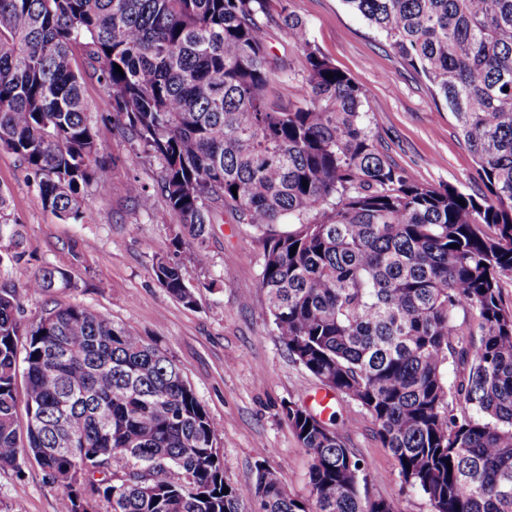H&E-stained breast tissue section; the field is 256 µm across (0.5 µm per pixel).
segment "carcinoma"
Returning a JSON list of instances; mask_svg holds the SVG:
<instances>
[{"label":"carcinoma","instance_id":"obj_1","mask_svg":"<svg viewBox=\"0 0 512 512\" xmlns=\"http://www.w3.org/2000/svg\"><path fill=\"white\" fill-rule=\"evenodd\" d=\"M345 3L431 84L484 191L426 185L393 163L362 86L311 45L287 0H0V147L44 207L83 218L82 189L111 168L72 66L82 50L112 134L162 163L154 189L133 180L127 192L156 223L178 217L174 253L207 268L219 209L252 226L275 336L371 416L400 491L423 494L431 512H512V308L501 293L512 277V0ZM273 25L301 52L288 111L265 95L287 75L268 52ZM7 208L0 191V243L19 264L23 234ZM153 270L195 302L182 262L159 257ZM69 287L49 266L27 282L39 294ZM459 310L477 331L457 329ZM450 364L463 366L451 383ZM285 416L312 455L304 500L263 464L250 487L226 477L222 423L155 341L80 306L27 325L16 289L0 285V468L32 455L59 486L58 512L99 498L110 512H396L361 494L367 466L342 434L296 403ZM119 459L140 469L115 483Z\"/></svg>","mask_w":512,"mask_h":512}]
</instances>
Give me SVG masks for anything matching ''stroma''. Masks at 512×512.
Returning a JSON list of instances; mask_svg holds the SVG:
<instances>
[{
  "mask_svg": "<svg viewBox=\"0 0 512 512\" xmlns=\"http://www.w3.org/2000/svg\"><path fill=\"white\" fill-rule=\"evenodd\" d=\"M288 9L304 21L310 43L364 87L370 126L394 163L426 184L481 190L474 159L447 108L435 102L432 86L361 16L343 0H288ZM269 52L291 68L288 78L273 82L269 98L290 109L303 79L298 55L279 31ZM73 67L83 76V98L101 130L111 178L89 188L83 220H63L43 207L19 158L0 148V191L9 199L10 219L24 226L27 250L21 265L0 263V283L17 288L25 322L58 304L83 305L157 340L208 414L223 422L220 455L227 478L253 484L255 466L263 463L276 468L291 495L307 497L312 458L289 427L285 408L291 402L310 406L311 395L326 388L289 357L273 331L253 228L217 213L210 264L191 273L194 304L170 296L153 272L155 259L172 253L169 230L151 222L126 191L133 179L154 186L160 162L138 142L113 136L103 110L106 91L82 51H75ZM45 266L66 271L72 288L51 295L29 291L28 279ZM321 419L344 434L348 448L367 464L363 492L393 500L397 512H430L422 494L400 492L397 464L365 410L335 394ZM57 510L58 492L34 458L22 460L17 471L0 469V512Z\"/></svg>",
  "mask_w": 512,
  "mask_h": 512,
  "instance_id": "stroma-1",
  "label": "stroma"
}]
</instances>
